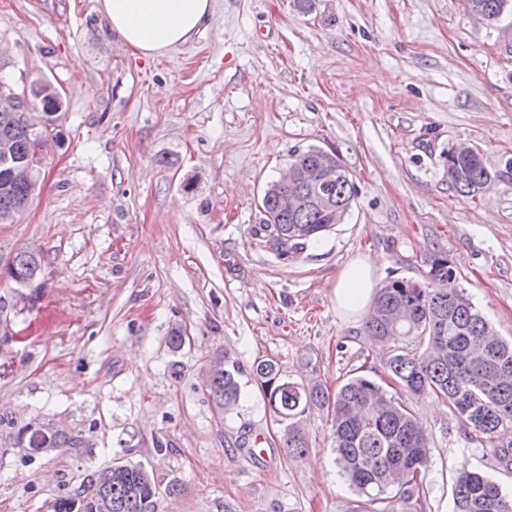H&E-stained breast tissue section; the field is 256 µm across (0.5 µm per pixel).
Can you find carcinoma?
<instances>
[{"instance_id": "1", "label": "carcinoma", "mask_w": 512, "mask_h": 512, "mask_svg": "<svg viewBox=\"0 0 512 512\" xmlns=\"http://www.w3.org/2000/svg\"><path fill=\"white\" fill-rule=\"evenodd\" d=\"M468 9L488 20L512 11V0H466ZM46 115L62 108L59 94L47 83L30 90ZM47 130H34L25 105L0 108V214L26 206L36 194L48 141ZM289 166L305 174L283 190L308 192L307 183L331 174L320 196L297 214L277 207L278 193L262 197L265 231L279 256L305 249L352 207L355 184L334 151L309 146L290 155ZM448 181L459 193L476 195L492 179L473 147L446 153ZM42 257L20 250L7 266L11 280L31 288L41 273ZM421 278L393 277L378 290L366 320L373 340L387 345L384 372L411 397L432 396L447 405L464 428V437L488 448L486 468L512 472V342L457 288L448 252L428 249L421 258ZM204 386L216 408L228 412L241 398L240 363L214 351L203 357ZM251 374L260 382L268 406L287 423L284 448L301 457L309 448L295 419L327 410L337 463L351 485L368 501L389 499L394 492L408 503L420 496L430 461V439L415 411L366 375L350 377L330 395L317 383L283 378L278 363L259 360ZM18 439L29 448H77L80 438L45 432L38 424L21 429ZM181 492L178 479L166 485L140 462L126 461L95 470L83 478L71 497L59 500L55 512H159L160 496ZM455 512H512V499L484 471L462 469L453 485Z\"/></svg>"}]
</instances>
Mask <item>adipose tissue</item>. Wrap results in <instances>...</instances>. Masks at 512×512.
Instances as JSON below:
<instances>
[{
    "label": "adipose tissue",
    "mask_w": 512,
    "mask_h": 512,
    "mask_svg": "<svg viewBox=\"0 0 512 512\" xmlns=\"http://www.w3.org/2000/svg\"><path fill=\"white\" fill-rule=\"evenodd\" d=\"M111 29L145 56H160L206 28L213 0H98ZM377 261L360 254L336 273L332 288L336 310L344 321L367 313L376 293Z\"/></svg>",
    "instance_id": "obj_1"
}]
</instances>
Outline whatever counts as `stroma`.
<instances>
[{
	"mask_svg": "<svg viewBox=\"0 0 512 512\" xmlns=\"http://www.w3.org/2000/svg\"><path fill=\"white\" fill-rule=\"evenodd\" d=\"M48 81L62 109L40 190L0 224V512H54L89 471L140 461L181 493L160 512H453L452 477L485 451L434 398L412 407L431 437L417 506L369 502L335 461L327 412L286 455L285 426L250 374L336 391L379 378L384 353L331 294L338 269L371 254L378 278H418L427 248L512 339V17L465 0H214L204 31L156 58L127 46L97 0H0V82ZM479 150L492 181H448L445 153ZM335 150L356 187L341 224L278 256L259 201L294 150ZM41 252L35 301L3 270ZM190 339L172 352L168 338ZM220 349L243 370L233 411L200 374ZM56 422L81 447L21 449L18 431ZM265 438L267 458L249 440Z\"/></svg>",
	"mask_w": 512,
	"mask_h": 512,
	"instance_id": "1",
	"label": "stroma"
}]
</instances>
